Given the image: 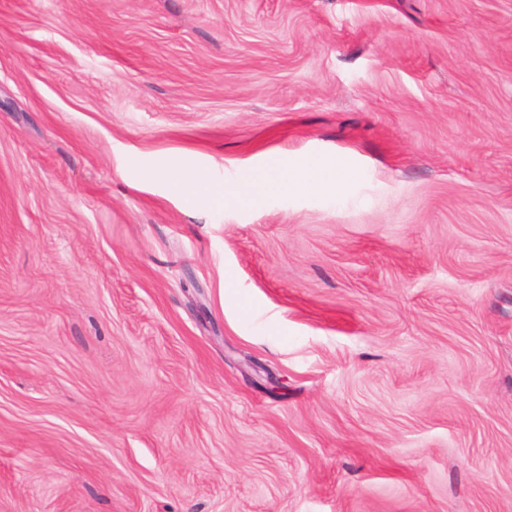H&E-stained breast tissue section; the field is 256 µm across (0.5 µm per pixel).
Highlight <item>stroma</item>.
Masks as SVG:
<instances>
[{
    "instance_id": "1",
    "label": "stroma",
    "mask_w": 512,
    "mask_h": 512,
    "mask_svg": "<svg viewBox=\"0 0 512 512\" xmlns=\"http://www.w3.org/2000/svg\"><path fill=\"white\" fill-rule=\"evenodd\" d=\"M0 512H512V0H0ZM246 196L254 201L266 198L270 193L311 191L336 201L346 198L347 183L338 171L319 167L311 161L291 163L279 161L274 167L259 174H251L246 180Z\"/></svg>"
}]
</instances>
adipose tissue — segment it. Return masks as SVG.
Returning <instances> with one entry per match:
<instances>
[{
  "label": "adipose tissue",
  "mask_w": 512,
  "mask_h": 512,
  "mask_svg": "<svg viewBox=\"0 0 512 512\" xmlns=\"http://www.w3.org/2000/svg\"><path fill=\"white\" fill-rule=\"evenodd\" d=\"M248 198L260 201L272 193L311 191L332 199L344 200L346 181L338 173L309 162H278L274 167L250 175L246 181Z\"/></svg>",
  "instance_id": "ef3b65f1"
}]
</instances>
